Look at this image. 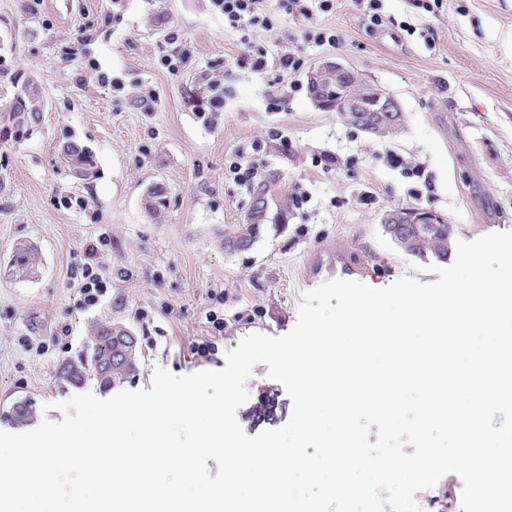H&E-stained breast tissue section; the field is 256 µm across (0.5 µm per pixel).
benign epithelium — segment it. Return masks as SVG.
I'll list each match as a JSON object with an SVG mask.
<instances>
[{
  "mask_svg": "<svg viewBox=\"0 0 512 512\" xmlns=\"http://www.w3.org/2000/svg\"><path fill=\"white\" fill-rule=\"evenodd\" d=\"M308 90L317 107L350 115L366 131L378 133L402 125L403 113L397 99L360 80L341 62H324L312 70ZM445 223L442 214L419 207L394 209L382 219L386 232L396 242L414 241L427 225Z\"/></svg>",
  "mask_w": 512,
  "mask_h": 512,
  "instance_id": "1",
  "label": "benign epithelium"
}]
</instances>
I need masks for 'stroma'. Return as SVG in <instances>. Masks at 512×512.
<instances>
[{
	"label": "stroma",
	"instance_id": "1",
	"mask_svg": "<svg viewBox=\"0 0 512 512\" xmlns=\"http://www.w3.org/2000/svg\"><path fill=\"white\" fill-rule=\"evenodd\" d=\"M260 7L274 29L244 38L210 0H0V105L28 79L46 98L26 139H0V175L8 177L0 189V431L16 430L17 402L38 424L61 420L55 402L103 394L97 380L58 378L62 363L86 352L96 323L125 325L138 342L135 371L109 389L147 390L155 367L177 376L221 369L246 335L290 332L304 293L328 280L317 259L335 249L360 266L362 283L436 281V257L408 254L386 233L390 210H435L456 241L512 230V0H441L431 12L414 0H383L384 21L373 29L354 0L309 18L278 0ZM319 28L336 31L338 44L307 42L305 32ZM184 44L192 54L171 72L166 60ZM252 45L272 60L295 53L303 66L253 73L238 64ZM325 61L394 95L400 130L379 137L318 108L305 84ZM102 73L109 83H99ZM212 76L227 87L214 126L198 115ZM294 82L301 91L268 111V93ZM146 89L155 94L148 108L140 102ZM67 142L92 151L93 179L77 180L61 162ZM241 149L263 162L257 184L225 175ZM390 152L403 166L388 163ZM325 156L335 164H322ZM414 167L421 176L411 175ZM259 185L269 200L265 227L250 250L226 251L224 230L246 223ZM156 186L165 202L146 210ZM300 193L308 201L298 208L292 198ZM103 230L112 237L102 257L112 283L88 308L72 268ZM24 241L40 263L18 279L11 258ZM64 326L66 344L52 342ZM203 342L214 343L213 354H197ZM246 387L236 419L247 435L289 421L292 401L266 365L254 366ZM268 397L272 415L256 417ZM462 488L451 473L415 500L421 512H461Z\"/></svg>",
	"mask_w": 512,
	"mask_h": 512
}]
</instances>
